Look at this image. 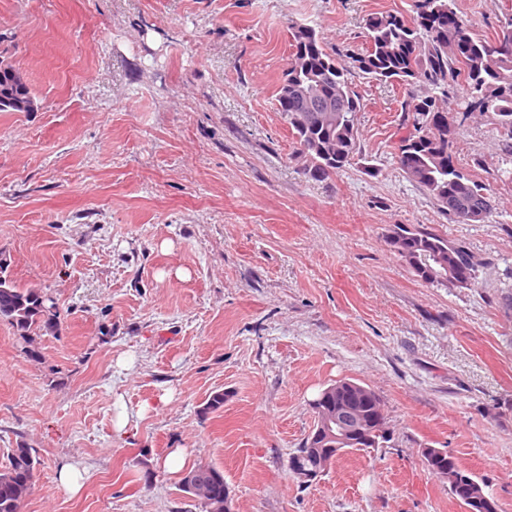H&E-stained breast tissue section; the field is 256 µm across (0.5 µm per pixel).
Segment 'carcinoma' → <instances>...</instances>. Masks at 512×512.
Here are the masks:
<instances>
[{
  "label": "carcinoma",
  "instance_id": "cac0c4a2",
  "mask_svg": "<svg viewBox=\"0 0 512 512\" xmlns=\"http://www.w3.org/2000/svg\"><path fill=\"white\" fill-rule=\"evenodd\" d=\"M415 17L407 23L394 11L376 12L365 20L367 48L352 50L341 59L327 51L320 32L310 25L293 27V54L277 92V110L295 137V157L302 160L311 177L327 178L350 164L359 151L356 113L361 99L349 75L355 71L381 82H399L420 87L424 94H411L407 111L415 115L414 131L400 138L397 161L403 172L422 173L416 184L433 199L437 208L448 213V197L476 202L488 189L459 170L455 162L449 114L452 101L448 83L464 80L467 90L465 113L481 112L503 132L502 145L512 154V16L499 25L496 36L482 37L469 25L465 42L450 46L458 13L455 0H415ZM9 85L13 104L0 112H20L21 104L35 98L24 75L13 65L0 61V86ZM308 89L309 98L322 102L337 100L343 118L335 127L303 115V96L298 87ZM387 242L422 282L443 288H466L476 280L478 263L461 243L422 227H398ZM0 321L8 322L23 339L24 353L38 357L37 340L58 330L57 312L52 299L38 288H21L12 279L7 260L0 258ZM355 402L364 415L373 416L382 406L377 393L350 379L338 382L332 400L344 396ZM383 434L362 439L351 436L342 450L378 448L388 441L386 417L373 425ZM319 423L294 450L310 467L315 449L327 447L320 437ZM441 462L464 475L479 487L472 498L454 487L448 492L464 512H499L496 497L486 485L465 469L451 453ZM40 465L33 449L19 445L9 450L8 462L0 467V512H22ZM181 491L189 494L199 512L224 509V471L212 465L192 467L184 473Z\"/></svg>",
  "mask_w": 512,
  "mask_h": 512
}]
</instances>
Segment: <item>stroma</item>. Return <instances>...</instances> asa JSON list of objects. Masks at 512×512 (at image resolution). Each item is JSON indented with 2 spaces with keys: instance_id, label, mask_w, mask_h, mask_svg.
Masks as SVG:
<instances>
[{
  "instance_id": "35a3bbf8",
  "label": "stroma",
  "mask_w": 512,
  "mask_h": 512,
  "mask_svg": "<svg viewBox=\"0 0 512 512\" xmlns=\"http://www.w3.org/2000/svg\"><path fill=\"white\" fill-rule=\"evenodd\" d=\"M456 7L485 37L512 15V0ZM382 11L412 19L414 0H0V60L40 102L0 112V256L60 317L36 359L0 322V465L20 444L41 460L23 512H195L156 464L177 449L223 470L234 512H463L426 448L512 512L499 130L478 112L455 128L459 167L494 204L457 224L397 164L408 86L353 76L360 150L321 180L277 110L292 26L342 54ZM398 224L465 245L475 285L418 280L387 243ZM342 379L379 394L390 439L302 487L289 456L310 400ZM69 461L86 469L76 493L58 480Z\"/></svg>"
}]
</instances>
